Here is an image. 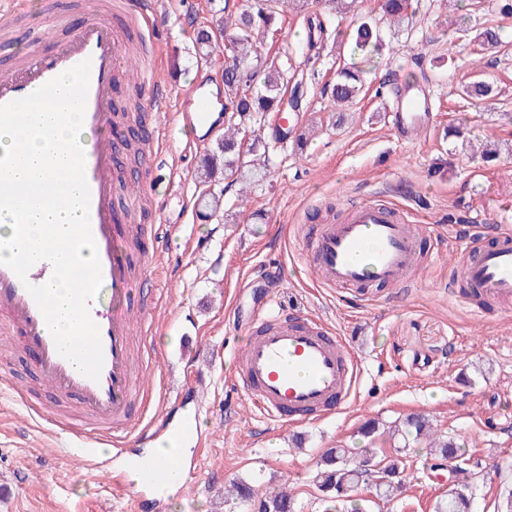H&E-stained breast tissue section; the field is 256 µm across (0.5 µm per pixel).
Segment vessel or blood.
Wrapping results in <instances>:
<instances>
[{
  "label": "vessel or blood",
  "instance_id": "b4317fda",
  "mask_svg": "<svg viewBox=\"0 0 512 512\" xmlns=\"http://www.w3.org/2000/svg\"><path fill=\"white\" fill-rule=\"evenodd\" d=\"M121 4L142 19L145 37L155 36L150 18L154 0H121ZM124 63L117 31L110 21L91 13L52 52L31 49L20 63L0 71V127L39 135L48 132L40 117L51 104L60 78L71 75L77 80L73 106L84 129L94 136L85 149V174L103 279L90 305L104 356L100 377L90 379L59 354L26 289L27 284L42 285L51 278L49 261L34 264L24 281L0 265V333L18 336L52 394L77 402L80 418L56 423L64 447L79 449L88 467L106 475L113 488L128 493L133 512H150L151 496L158 493L166 471L174 467L191 477L198 459L179 456L169 462L144 454L132 457L131 465L143 475L135 484L125 469L110 468V457L122 456L130 444L143 446L156 439L199 449L207 448L209 442L184 416L166 411L153 414L148 407L134 405L138 388L133 380L132 335L141 331L144 351L152 353L156 308L134 307L133 292L138 282L152 279L157 261L149 254L133 258L132 228L114 201L124 173L113 149V131L120 120L112 84ZM139 83L146 91L147 111L170 100L174 126L201 129V136L183 143V152L199 151L221 129V121L213 116L214 94L205 79H197L176 94L153 78H140ZM384 110L391 127L402 138L413 140L432 125L437 101L428 85L397 86L390 91ZM417 239L416 225L388 206L358 203L342 223L321 226L308 264L323 288L397 285L419 265ZM457 271L469 287L459 297L464 305L478 298L511 305L512 229L502 228L492 245L467 241ZM253 320L259 333L244 347L236 382L263 417L293 424L311 417L326 418L350 405L364 369L344 336L312 314L289 313L268 302L255 311Z\"/></svg>",
  "mask_w": 512,
  "mask_h": 512
}]
</instances>
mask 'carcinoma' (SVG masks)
<instances>
[{
  "instance_id": "1",
  "label": "carcinoma",
  "mask_w": 512,
  "mask_h": 512,
  "mask_svg": "<svg viewBox=\"0 0 512 512\" xmlns=\"http://www.w3.org/2000/svg\"><path fill=\"white\" fill-rule=\"evenodd\" d=\"M330 13L317 19L309 27V39L323 36L332 27L335 15L347 13L350 0H325ZM411 7L410 0H382L384 15L394 22H401ZM280 0L257 10L237 9L234 19L218 23L217 28L201 26L197 29L195 43L199 53L210 55L213 37L224 38L231 52V61L224 64V139L207 154L199 171V183L215 180L220 171L227 169L237 176L241 184L256 182L269 173L271 158L278 147L274 142L261 138L258 130L248 123L261 119L268 112L280 111L283 106H298V87H293L289 99L283 98L288 87V71L273 59H265L257 45L259 32H278ZM352 51L368 54L379 43L376 28L369 22L361 23L355 31ZM362 70L352 63L336 74L328 84L327 93L333 104L350 105L356 101L362 84ZM263 152H258V149ZM394 431L414 440L424 439L430 455L452 465L458 479L440 496L433 512H472L470 483L462 478L469 468L462 465L466 449L456 441L435 430L428 419L420 414H408L394 421ZM407 463L397 455L378 454L375 451L363 456L350 448H329L317 463L313 483L319 491L324 512H369L377 501L389 502L397 497L403 486L402 478ZM369 488L372 499H355L352 493L359 487ZM238 502H248L256 512H294L295 498L286 487L258 492L250 480L239 478L227 490Z\"/></svg>"
}]
</instances>
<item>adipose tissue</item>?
Segmentation results:
<instances>
[{"mask_svg": "<svg viewBox=\"0 0 512 512\" xmlns=\"http://www.w3.org/2000/svg\"><path fill=\"white\" fill-rule=\"evenodd\" d=\"M90 141V136L81 131L75 119L64 126H52L47 136L0 128V156L19 158L18 163L7 170V177L24 185H37L44 179L55 155L73 158Z\"/></svg>", "mask_w": 512, "mask_h": 512, "instance_id": "ef3b65f1", "label": "adipose tissue"}]
</instances>
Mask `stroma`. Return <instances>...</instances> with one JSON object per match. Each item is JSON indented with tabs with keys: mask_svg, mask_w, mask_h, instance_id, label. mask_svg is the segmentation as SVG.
I'll list each match as a JSON object with an SVG mask.
<instances>
[{
	"mask_svg": "<svg viewBox=\"0 0 512 512\" xmlns=\"http://www.w3.org/2000/svg\"><path fill=\"white\" fill-rule=\"evenodd\" d=\"M160 39L129 46L139 68L155 73L171 92L202 76L224 83L230 57L216 42L200 59L195 28L212 18L224 0H156ZM507 0H412L413 18L393 26L383 21L380 0H354L339 24L352 32L359 19L373 18L380 47L364 63L358 104L334 111L324 91L337 71L354 60L309 43L308 28L323 7L288 9L275 37L263 46L288 50L301 84L299 110L309 128L306 145L289 137L269 175L247 193L231 187L216 214L196 212L201 155L183 158L184 178L170 181L161 162L139 188L144 201L135 211L149 231L143 245L159 242L167 262L152 280L151 295L163 298L158 312L167 327L154 338L151 379L157 397L174 398L195 375L199 421L210 446L191 483L164 495L159 512H240L224 501L230 480H257L260 489L290 483L298 512H320L313 484L326 449L368 447L359 429L369 420L389 424L423 413L438 431L464 444L475 472L474 512H497L504 487L512 486V310L496 304L482 312L460 307L449 290H463L454 274L467 230L494 240L499 225L512 226V12ZM49 0H29V12L14 36L0 42V68L38 41L49 52L64 36L49 22ZM495 29L498 47L484 50L462 27ZM481 79L490 97L477 100L462 88ZM427 82L438 115L413 141L398 138L383 102L397 83ZM494 145L498 157H483ZM168 201L157 218L152 197ZM395 205L419 224V268L404 287L378 284L367 296L350 288L317 287L304 259L308 225L327 212L344 214L356 199ZM179 232L155 239L160 221ZM191 238L201 249L188 248ZM286 310L310 312L345 336L365 375L351 407L334 417L293 426L256 415L247 396L235 390L232 360L244 346L253 310L265 301ZM426 369L415 370L412 358ZM52 425L31 417L11 390H0V512H130L129 497L79 458L60 454ZM379 447L404 448L410 461L405 498L383 512H432L454 476L435 467L424 445L378 438Z\"/></svg>",
	"mask_w": 512,
	"mask_h": 512,
	"instance_id": "35a3bbf8",
	"label": "stroma"
}]
</instances>
